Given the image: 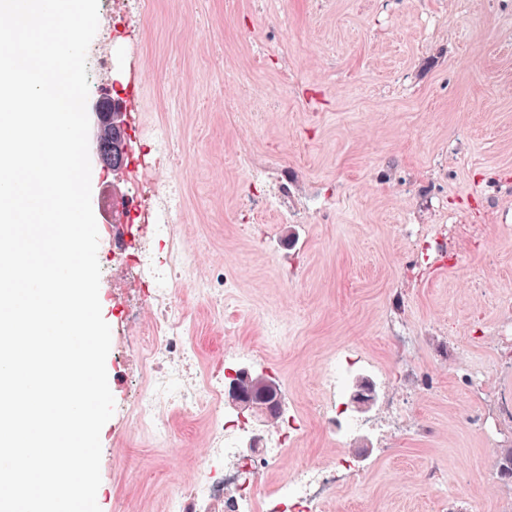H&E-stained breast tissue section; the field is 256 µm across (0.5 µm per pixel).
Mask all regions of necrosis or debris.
<instances>
[{
	"mask_svg": "<svg viewBox=\"0 0 512 512\" xmlns=\"http://www.w3.org/2000/svg\"><path fill=\"white\" fill-rule=\"evenodd\" d=\"M183 221L181 188L170 181L154 188L151 197L134 196L126 229L133 259L140 276L151 291L147 306L150 319L128 314L131 329L146 335L143 365L146 381L131 402V425L157 443L170 440L171 431L163 410L206 411L209 415V448L223 458V473L199 465L198 476L187 490L172 496L167 512H199L202 502L222 498L232 512H324L337 489L358 476L351 456L344 449L316 463L291 470L280 484L262 488L265 471L280 465L301 442L304 430L295 415L279 414L264 438L258 456L242 454L241 441L249 433V421L240 414L228 415L218 409L224 386V369L232 368L236 352L224 354L223 366L200 368L198 356L189 342L191 322L180 305V288L186 287L208 302L215 314L224 312V290L228 280L222 269L199 277V252L174 237V228ZM167 241L165 253H157L155 242ZM368 363L356 349H342L324 360L316 371L318 400L312 407L318 421L344 419L345 375Z\"/></svg>",
	"mask_w": 512,
	"mask_h": 512,
	"instance_id": "obj_1",
	"label": "necrosis or debris"
}]
</instances>
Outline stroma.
Instances as JSON below:
<instances>
[{"label": "stroma", "mask_w": 512, "mask_h": 512, "mask_svg": "<svg viewBox=\"0 0 512 512\" xmlns=\"http://www.w3.org/2000/svg\"><path fill=\"white\" fill-rule=\"evenodd\" d=\"M109 21L87 53L88 107L125 111L130 156L177 127L176 234L203 242L230 283L214 319L180 297L199 362L242 351L307 417L321 360L369 359V413L401 399L395 433L309 421L277 469L347 449L362 475L328 512H512L500 473L512 422V0H99ZM142 72L135 109L123 88ZM135 190L129 167L91 161V195ZM115 411L101 430V512H166L207 451L206 415H169L167 447L130 431L145 379L141 337L112 303L145 302L134 267L113 263L112 215L93 210ZM442 225L453 265L417 244ZM286 329L268 335L271 322ZM384 369L388 382L376 371Z\"/></svg>", "instance_id": "1"}]
</instances>
